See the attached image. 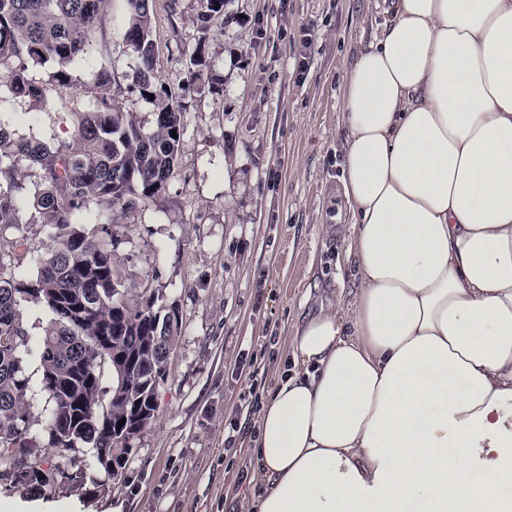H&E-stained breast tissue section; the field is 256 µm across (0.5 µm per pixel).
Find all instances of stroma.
<instances>
[{"instance_id":"stroma-1","label":"stroma","mask_w":512,"mask_h":512,"mask_svg":"<svg viewBox=\"0 0 512 512\" xmlns=\"http://www.w3.org/2000/svg\"><path fill=\"white\" fill-rule=\"evenodd\" d=\"M385 8L384 0H229L223 26L201 46L194 0H152L156 82L181 94L184 129L165 189L117 224L113 254L128 301L149 288L179 311L155 418L118 477L83 449L82 480L52 493L0 480V512H239L253 492L254 419L237 409L262 404L275 387L292 355V326L352 286L343 261L352 228L339 181L342 89L350 64L383 31ZM122 16V0H112L68 93L82 96L93 63L104 61L116 107L149 127L152 104L129 89L135 58L122 42ZM307 35L312 58L302 71ZM200 46L212 69L194 77L189 60ZM13 110L18 134L70 140L54 107L24 99ZM20 313L30 433L42 440L49 405L36 352L51 314L31 300ZM234 419L242 431L230 444Z\"/></svg>"}]
</instances>
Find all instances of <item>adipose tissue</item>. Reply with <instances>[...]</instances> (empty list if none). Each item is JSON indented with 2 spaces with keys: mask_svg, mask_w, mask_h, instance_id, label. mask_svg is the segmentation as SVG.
<instances>
[{
  "mask_svg": "<svg viewBox=\"0 0 512 512\" xmlns=\"http://www.w3.org/2000/svg\"><path fill=\"white\" fill-rule=\"evenodd\" d=\"M342 95L350 296L293 327L243 512H512V0H391Z\"/></svg>",
  "mask_w": 512,
  "mask_h": 512,
  "instance_id": "adipose-tissue-1",
  "label": "adipose tissue"
}]
</instances>
